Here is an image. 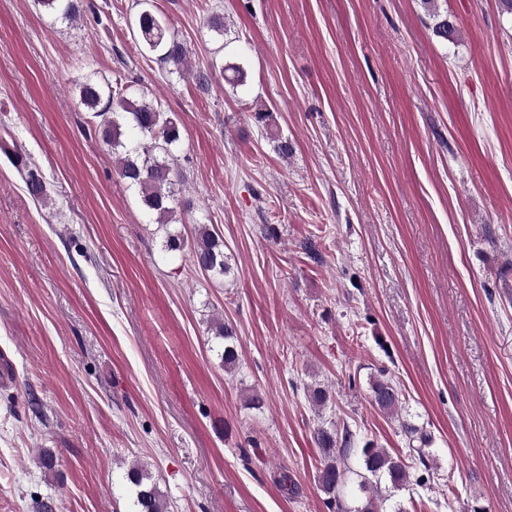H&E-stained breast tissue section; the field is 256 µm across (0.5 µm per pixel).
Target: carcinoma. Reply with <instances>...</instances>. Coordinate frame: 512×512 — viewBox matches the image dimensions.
<instances>
[{"instance_id":"cac0c4a2","label":"carcinoma","mask_w":512,"mask_h":512,"mask_svg":"<svg viewBox=\"0 0 512 512\" xmlns=\"http://www.w3.org/2000/svg\"><path fill=\"white\" fill-rule=\"evenodd\" d=\"M426 15L432 21V32L446 40L455 34L448 22V12L442 10L438 0H421ZM40 7L58 19H77L76 0H37ZM139 10L134 20L135 39L155 57L160 65L170 67L169 73H181L187 66L188 50L170 31L166 21L160 18L144 0H135ZM219 74L232 84H243L246 71L238 64L218 67ZM78 104L92 113L95 133L112 151L120 177L133 188L141 204L156 215V223L168 225L175 221L179 206L176 185L185 181L183 172L174 162V152L182 142L180 121L173 112H167L160 102L144 96H135L121 81L110 83L94 76L79 85ZM139 134L137 142L125 139V129ZM13 165L25 172L27 190L37 200L47 198V186L43 173L27 157L16 154ZM163 251L181 252L186 240L170 231L162 243ZM194 264L201 260L208 263L205 274L222 278L231 270L229 257L224 253V241L206 224H197L193 241ZM210 330L217 340L216 356L220 366L233 374L239 364L237 333L233 324L220 317L210 320ZM309 404L324 409L331 400L328 387L321 384L304 385ZM371 398L378 409L388 416L398 414L402 393L390 377H380L371 386ZM406 438L405 457L393 456L373 442H361L357 434L345 426H319L314 439L321 451V467L317 475L328 512H387L388 496L381 494V480L389 481L395 491L418 487L427 490L438 478V465L430 450L431 433L424 427L406 423L402 425ZM358 458L359 468L351 465ZM126 479L133 486V512H165L166 501L158 484L153 481L147 466L133 463L127 469ZM357 485L366 495L361 507L346 502L349 484Z\"/></svg>"}]
</instances>
